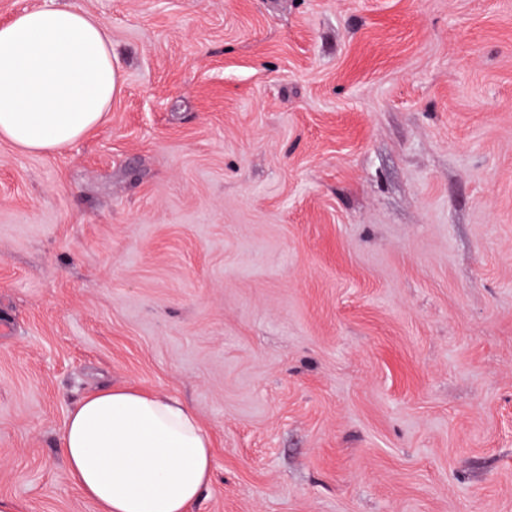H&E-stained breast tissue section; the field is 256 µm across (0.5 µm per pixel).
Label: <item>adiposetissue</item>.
I'll return each instance as SVG.
<instances>
[{
  "label": "adipose tissue",
  "instance_id": "adipose-tissue-1",
  "mask_svg": "<svg viewBox=\"0 0 512 512\" xmlns=\"http://www.w3.org/2000/svg\"><path fill=\"white\" fill-rule=\"evenodd\" d=\"M107 26L74 8L0 26V138L62 148L103 123L119 92ZM69 477L97 512H188L212 481L211 440L178 399L106 387L81 398L61 436Z\"/></svg>",
  "mask_w": 512,
  "mask_h": 512
}]
</instances>
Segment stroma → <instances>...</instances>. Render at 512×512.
I'll return each mask as SVG.
<instances>
[{
	"label": "stroma",
	"instance_id": "35a3bbf8",
	"mask_svg": "<svg viewBox=\"0 0 512 512\" xmlns=\"http://www.w3.org/2000/svg\"><path fill=\"white\" fill-rule=\"evenodd\" d=\"M101 19L105 121L0 139V498L97 512L86 392L175 396L193 512H512V0H0Z\"/></svg>",
	"mask_w": 512,
	"mask_h": 512
}]
</instances>
